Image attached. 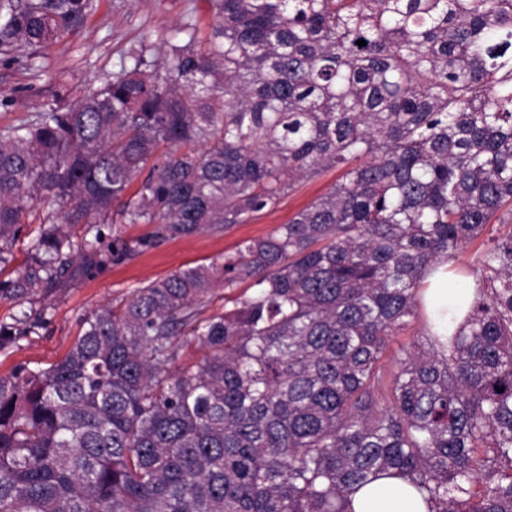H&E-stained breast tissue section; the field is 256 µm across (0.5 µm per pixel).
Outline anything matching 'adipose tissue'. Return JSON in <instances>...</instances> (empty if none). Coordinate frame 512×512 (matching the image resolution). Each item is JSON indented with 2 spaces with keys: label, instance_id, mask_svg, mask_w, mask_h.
<instances>
[{
  "label": "adipose tissue",
  "instance_id": "1",
  "mask_svg": "<svg viewBox=\"0 0 512 512\" xmlns=\"http://www.w3.org/2000/svg\"><path fill=\"white\" fill-rule=\"evenodd\" d=\"M424 314L433 333L444 336L466 316L477 294L474 283L459 280L448 264H441L423 281ZM352 512H429L427 503L407 480L382 478L357 491Z\"/></svg>",
  "mask_w": 512,
  "mask_h": 512
}]
</instances>
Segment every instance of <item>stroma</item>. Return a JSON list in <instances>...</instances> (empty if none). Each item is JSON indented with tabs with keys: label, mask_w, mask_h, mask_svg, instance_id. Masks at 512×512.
I'll return each instance as SVG.
<instances>
[{
	"label": "stroma",
	"mask_w": 512,
	"mask_h": 512,
	"mask_svg": "<svg viewBox=\"0 0 512 512\" xmlns=\"http://www.w3.org/2000/svg\"><path fill=\"white\" fill-rule=\"evenodd\" d=\"M213 21L210 0H100L74 35L33 50L29 60L16 62L0 54V127L30 119L61 87L99 86L119 71L133 48L146 46L147 59L160 58L175 29L183 25L195 26L199 37H208ZM339 176L332 170L301 184L276 210L249 223L180 237L124 262L94 266L43 299L0 301V325L15 324L25 315L38 321L33 332L0 352V377L21 367L36 370L58 363L79 335L83 319L99 308L179 269L220 260L242 240L269 235L325 194Z\"/></svg>",
	"instance_id": "obj_1"
}]
</instances>
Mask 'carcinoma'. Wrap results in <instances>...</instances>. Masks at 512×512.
I'll list each match as a JSON object with an SVG mask.
<instances>
[{"mask_svg": "<svg viewBox=\"0 0 512 512\" xmlns=\"http://www.w3.org/2000/svg\"><path fill=\"white\" fill-rule=\"evenodd\" d=\"M211 2L209 38L186 25L160 59L143 45L0 129V264L37 203L61 206L0 300L342 174L268 236L98 310L58 364L0 378V512H348L381 476L431 512H512V233L482 253L448 344L429 335L381 376L425 274L512 223V0ZM98 6L0 0V53L68 37ZM17 323L0 351L34 328ZM179 335L204 356L173 372Z\"/></svg>", "mask_w": 512, "mask_h": 512, "instance_id": "cac0c4a2", "label": "carcinoma"}]
</instances>
